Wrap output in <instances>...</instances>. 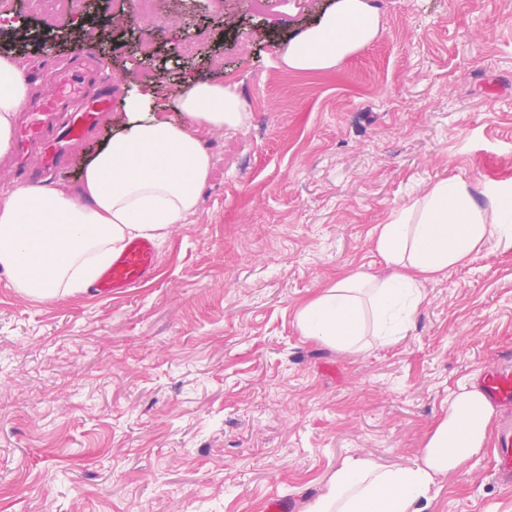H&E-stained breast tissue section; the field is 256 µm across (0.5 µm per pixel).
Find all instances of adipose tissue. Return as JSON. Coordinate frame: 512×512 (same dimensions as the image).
<instances>
[{
  "mask_svg": "<svg viewBox=\"0 0 512 512\" xmlns=\"http://www.w3.org/2000/svg\"><path fill=\"white\" fill-rule=\"evenodd\" d=\"M378 30L373 0H336L290 40L282 62L297 72L329 70ZM31 84L22 59L0 52V165L11 158L15 117ZM155 92V82L142 81L124 98L125 124L85 162L77 185L16 182L0 190V269L12 287L40 300L87 288L127 241L164 238L195 211L212 169L204 134L238 126L248 113L220 83L187 80L168 115L149 113ZM492 241L512 246V181L485 186L479 200L461 177L437 182L378 227L376 250L394 274L357 271L336 280L300 307L297 326L347 352L391 343L426 301L427 283ZM492 417L480 391L460 388L411 464L345 456L306 512H426L438 478L465 470L483 450Z\"/></svg>",
  "mask_w": 512,
  "mask_h": 512,
  "instance_id": "1",
  "label": "adipose tissue"
}]
</instances>
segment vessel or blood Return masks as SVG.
Here are the masks:
<instances>
[{
    "label": "vessel or blood",
    "instance_id": "1",
    "mask_svg": "<svg viewBox=\"0 0 512 512\" xmlns=\"http://www.w3.org/2000/svg\"><path fill=\"white\" fill-rule=\"evenodd\" d=\"M89 66L67 65L57 73L54 93L41 101L16 129L14 152L26 158L38 151L42 171H51L70 148L77 145L98 122L99 107L88 105L84 84ZM157 269V249L150 239L128 241L100 272L93 290L102 296L121 294L151 280ZM478 388L486 399L503 410L495 432L493 476L512 485V363L484 368Z\"/></svg>",
    "mask_w": 512,
    "mask_h": 512
}]
</instances>
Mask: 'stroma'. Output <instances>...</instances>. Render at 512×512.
<instances>
[{
  "label": "stroma",
  "instance_id": "1",
  "mask_svg": "<svg viewBox=\"0 0 512 512\" xmlns=\"http://www.w3.org/2000/svg\"><path fill=\"white\" fill-rule=\"evenodd\" d=\"M135 2L32 15L14 0L57 43L20 49L30 102L56 59L110 60L108 119L50 184L76 183L119 128L147 55L156 107L191 77L230 86L250 118L205 135L210 176L146 284L41 301L0 274V512H264L276 493L304 512L346 455L412 463L453 393L512 354V248L487 244L429 283L390 344L330 348L296 312L351 272L389 276L377 227L427 185L512 179V0H378L375 39L313 74L281 56L333 0L259 15L158 0L154 23ZM88 12L117 24L104 43L72 39ZM430 497L427 512H512L488 447Z\"/></svg>",
  "mask_w": 512,
  "mask_h": 512
}]
</instances>
